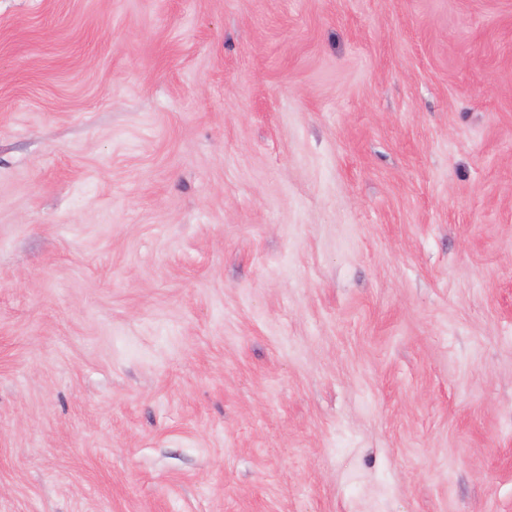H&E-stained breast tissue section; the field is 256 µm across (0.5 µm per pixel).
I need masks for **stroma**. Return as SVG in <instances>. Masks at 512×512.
Returning a JSON list of instances; mask_svg holds the SVG:
<instances>
[{
    "label": "stroma",
    "instance_id": "1",
    "mask_svg": "<svg viewBox=\"0 0 512 512\" xmlns=\"http://www.w3.org/2000/svg\"><path fill=\"white\" fill-rule=\"evenodd\" d=\"M0 512H512V0H0Z\"/></svg>",
    "mask_w": 512,
    "mask_h": 512
}]
</instances>
